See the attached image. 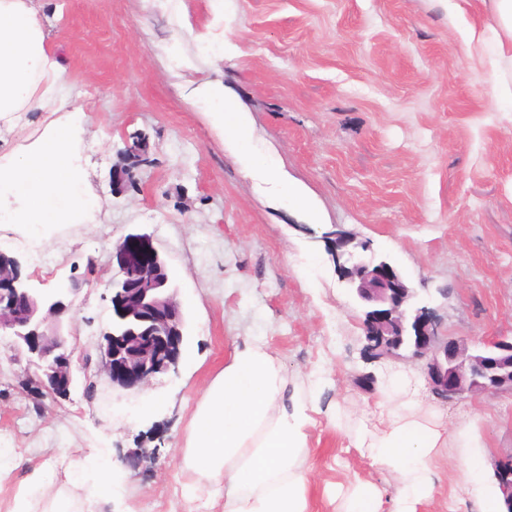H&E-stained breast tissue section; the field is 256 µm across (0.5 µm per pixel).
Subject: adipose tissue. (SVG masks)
I'll return each mask as SVG.
<instances>
[{"mask_svg": "<svg viewBox=\"0 0 512 512\" xmlns=\"http://www.w3.org/2000/svg\"><path fill=\"white\" fill-rule=\"evenodd\" d=\"M493 22L495 93L512 100V0H480ZM65 70L33 0H0V223L41 230L89 219L95 201L77 145L87 114L69 106ZM217 125L245 141L247 127L224 88L203 90ZM39 123L27 144L13 134ZM319 407L288 396L278 357L255 341L236 346L197 403L182 445L186 469L223 483L224 512H310L304 464ZM352 447L394 475L385 497L373 480L335 492L337 512H419L441 493L438 468L448 423L425 412L402 377L391 381L378 419L348 432Z\"/></svg>", "mask_w": 512, "mask_h": 512, "instance_id": "1", "label": "adipose tissue"}]
</instances>
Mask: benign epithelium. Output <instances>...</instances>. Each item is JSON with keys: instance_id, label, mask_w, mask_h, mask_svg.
I'll use <instances>...</instances> for the list:
<instances>
[{"instance_id": "7a95c632", "label": "benign epithelium", "mask_w": 512, "mask_h": 512, "mask_svg": "<svg viewBox=\"0 0 512 512\" xmlns=\"http://www.w3.org/2000/svg\"><path fill=\"white\" fill-rule=\"evenodd\" d=\"M369 244L344 233L329 237L328 252L340 278L365 307L364 349L373 359L399 358L396 340L412 337L405 352L423 362L430 390L443 400L465 394L512 393V339L479 343L443 335L433 313L412 309L415 296L385 259H365ZM118 272L112 277L113 323L98 345V368L112 385L143 389L176 366L185 339L184 315L168 292L165 261L148 235L130 234L115 243ZM77 284L43 293L31 287L13 256L0 263V333L42 362V374L24 386L37 396L66 398L76 386L75 347L67 344L64 317ZM512 453L496 461L495 477L504 510L512 512Z\"/></svg>"}]
</instances>
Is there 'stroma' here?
I'll return each mask as SVG.
<instances>
[{
	"label": "stroma",
	"instance_id": "1",
	"mask_svg": "<svg viewBox=\"0 0 512 512\" xmlns=\"http://www.w3.org/2000/svg\"><path fill=\"white\" fill-rule=\"evenodd\" d=\"M52 23L69 104L90 118L80 152L100 210L39 241L0 229V250L43 292L94 267L65 326L94 352L112 324L113 246L146 234L165 259L186 318L175 369L144 390L98 376L93 396L29 395L25 361L0 335V512H223L215 487L183 468L181 444L207 385L236 345L259 339L280 359L292 393L321 409L307 460L312 512H336L327 491L370 478L396 482L350 448L329 420L373 423L397 372L418 363L363 353V309L338 279L326 234L369 241L435 312L443 333L512 336V103L496 98L487 57L469 50L441 0H35ZM223 86L249 127L238 149L199 90ZM143 141L141 165L127 144ZM269 158L277 176L255 167ZM292 185L305 205L288 200ZM370 374L374 388L359 379ZM425 408L448 417L441 474L451 493L466 472L461 417L479 467L512 453V394L448 402L428 385ZM161 415L143 418L147 400ZM144 449L138 469L127 452ZM108 455L111 499L67 481L76 460ZM52 485L31 492L32 476Z\"/></svg>",
	"mask_w": 512,
	"mask_h": 512
}]
</instances>
